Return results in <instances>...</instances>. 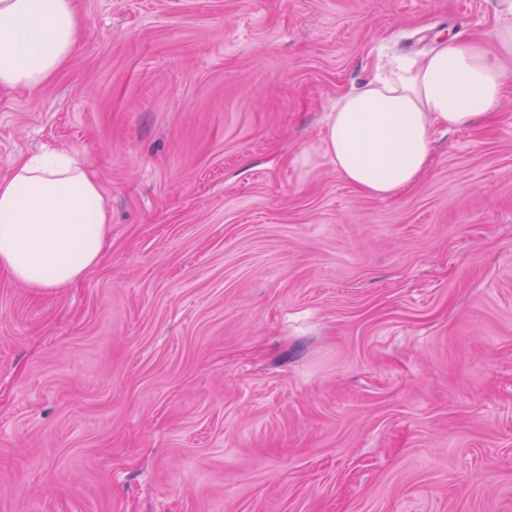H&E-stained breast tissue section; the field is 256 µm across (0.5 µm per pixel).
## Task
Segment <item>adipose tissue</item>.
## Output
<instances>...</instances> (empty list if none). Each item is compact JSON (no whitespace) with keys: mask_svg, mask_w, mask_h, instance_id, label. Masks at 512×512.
Returning a JSON list of instances; mask_svg holds the SVG:
<instances>
[{"mask_svg":"<svg viewBox=\"0 0 512 512\" xmlns=\"http://www.w3.org/2000/svg\"><path fill=\"white\" fill-rule=\"evenodd\" d=\"M75 0H0V87L43 86L76 49ZM512 73L475 40L438 43L341 95L322 140L339 176L390 198L433 164L435 133L496 117ZM107 197L74 152L18 161L0 178V269L25 287L61 288L101 261Z\"/></svg>","mask_w":512,"mask_h":512,"instance_id":"adipose-tissue-1","label":"adipose tissue"}]
</instances>
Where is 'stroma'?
Here are the masks:
<instances>
[{
	"label": "stroma",
	"mask_w": 512,
	"mask_h": 512,
	"mask_svg": "<svg viewBox=\"0 0 512 512\" xmlns=\"http://www.w3.org/2000/svg\"><path fill=\"white\" fill-rule=\"evenodd\" d=\"M74 55L0 90V177L75 151L108 248L0 271V512H512V89L367 196L337 98L500 0H76Z\"/></svg>",
	"instance_id": "obj_1"
}]
</instances>
